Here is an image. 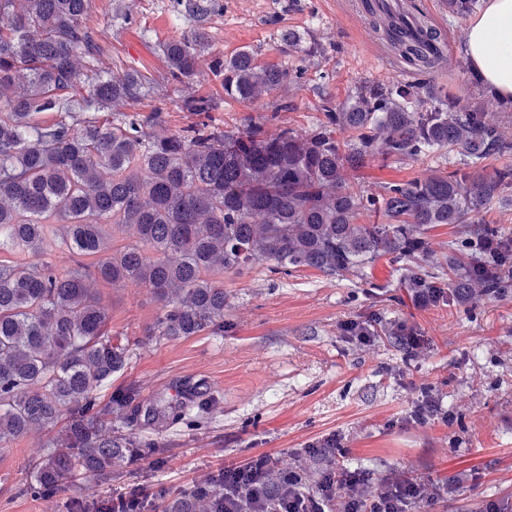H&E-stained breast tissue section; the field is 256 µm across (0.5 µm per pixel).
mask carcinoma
<instances>
[{
  "label": "carcinoma",
  "mask_w": 512,
  "mask_h": 512,
  "mask_svg": "<svg viewBox=\"0 0 512 512\" xmlns=\"http://www.w3.org/2000/svg\"><path fill=\"white\" fill-rule=\"evenodd\" d=\"M92 0H0V442L64 423L55 446L33 467L28 491L52 500L75 473L105 482L119 469L161 452L136 436L142 421L164 426L193 410L197 424L220 401L198 392L171 414L143 408L139 387L96 392L123 374L132 345L106 330L91 283L150 290L160 312L150 336L224 335V273L268 264L357 276L376 260L402 263L410 294L433 288L512 287V237L487 225L489 205L512 193V140L486 107L461 100L430 79L415 85L365 84L339 106L328 96L324 119L300 133L274 134L259 124L235 131L207 121L210 96H189L182 109L201 120L179 131L163 111L99 112L149 95L153 80L136 68L98 69L103 52L88 25ZM202 22L216 0H177ZM463 18L477 0H444ZM379 38L413 70L434 72L424 51L438 31L422 11L425 35L393 40L388 17L369 13ZM172 84L190 87L208 53L197 27L161 45ZM224 97L255 102L300 78L242 48L209 63ZM53 112L57 119L40 122ZM435 149L459 156L455 168L388 182L378 193L355 191L348 175L376 159L405 161ZM78 257L59 271L42 260L53 224ZM135 229L136 240L107 246L105 227ZM453 225L475 237L462 253L448 243V267L431 261L424 233ZM219 492L167 494L161 512H216ZM67 512H112V501L72 499Z\"/></svg>",
  "instance_id": "obj_1"
}]
</instances>
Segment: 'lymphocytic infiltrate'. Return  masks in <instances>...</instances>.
<instances>
[{
  "mask_svg": "<svg viewBox=\"0 0 512 512\" xmlns=\"http://www.w3.org/2000/svg\"><path fill=\"white\" fill-rule=\"evenodd\" d=\"M337 441L302 449L299 464L281 468L268 453L243 464L198 473L195 482L220 488L224 512H441L467 480L418 477L404 467L379 476L339 463Z\"/></svg>",
  "mask_w": 512,
  "mask_h": 512,
  "instance_id": "lymphocytic-infiltrate-1",
  "label": "lymphocytic infiltrate"
}]
</instances>
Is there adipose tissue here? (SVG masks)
I'll use <instances>...</instances> for the list:
<instances>
[{
	"instance_id": "adipose-tissue-1",
	"label": "adipose tissue",
	"mask_w": 512,
	"mask_h": 512,
	"mask_svg": "<svg viewBox=\"0 0 512 512\" xmlns=\"http://www.w3.org/2000/svg\"><path fill=\"white\" fill-rule=\"evenodd\" d=\"M467 62L501 101H512V0H488L470 19Z\"/></svg>"
}]
</instances>
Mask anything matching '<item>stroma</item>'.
Instances as JSON below:
<instances>
[{
    "label": "stroma",
    "mask_w": 512,
    "mask_h": 512,
    "mask_svg": "<svg viewBox=\"0 0 512 512\" xmlns=\"http://www.w3.org/2000/svg\"><path fill=\"white\" fill-rule=\"evenodd\" d=\"M352 0H219L221 9L204 24L210 56H230L244 47L261 60L302 70L298 82L253 103L225 98L209 69H201L191 91L216 99V126L233 130L250 123L267 131L286 125L311 131L322 120L319 95L345 103L365 82L411 83L416 76L379 42L369 16ZM423 12L446 36L450 56L436 81L474 98L475 76L467 65L466 20L449 16L443 0H422ZM89 24L102 36L101 68L135 67L155 81L149 101L130 102L125 113L162 107L176 130L194 122L182 111L180 89L166 81L160 51L164 41L194 28L175 0H92ZM293 30L320 54L285 53L280 32ZM291 108L275 113L281 100ZM453 156L438 150L416 160H377L353 177V187L377 191L379 184L421 178L451 167ZM399 263L379 261L370 274L329 276L316 271L270 273L259 266L224 275V333L177 340L148 337L160 311L149 289L97 284L106 328L136 340L120 383L139 384L148 406L188 401L210 391L220 409L204 429L189 420L140 434L164 443L163 465L141 462L107 483L73 478L59 502L31 495V466L46 453L55 431H33L0 443V512H65L73 498L95 500L115 488L177 493L196 474L227 462L269 452L293 458L295 449L339 436L352 467L379 474L399 466L421 476L472 478L447 512H476L484 499L512 500V294L460 306L420 310L398 285ZM398 321L414 327L426 356L406 359L397 341L380 337L360 348L337 328L347 319ZM443 398L441 418L420 425L409 412L421 386Z\"/></svg>",
    "instance_id": "35a3bbf8"
}]
</instances>
